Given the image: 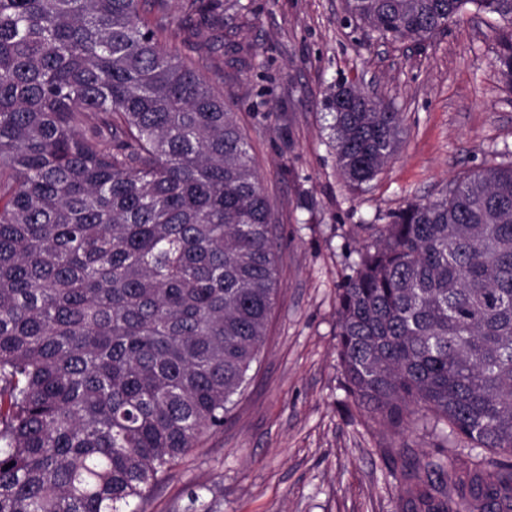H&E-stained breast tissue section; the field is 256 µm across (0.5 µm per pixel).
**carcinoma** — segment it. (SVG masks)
Listing matches in <instances>:
<instances>
[{
  "label": "carcinoma",
  "instance_id": "carcinoma-1",
  "mask_svg": "<svg viewBox=\"0 0 512 512\" xmlns=\"http://www.w3.org/2000/svg\"><path fill=\"white\" fill-rule=\"evenodd\" d=\"M0 0V512H137L224 420L265 346L275 218L246 135L166 41L224 0ZM512 0H346L385 39L423 40ZM353 190L393 158L401 113L348 83L324 103ZM348 393L400 424L426 407L427 512H512V161L395 212L338 293Z\"/></svg>",
  "mask_w": 512,
  "mask_h": 512
}]
</instances>
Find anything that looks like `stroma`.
Wrapping results in <instances>:
<instances>
[{"label":"stroma","instance_id":"1","mask_svg":"<svg viewBox=\"0 0 512 512\" xmlns=\"http://www.w3.org/2000/svg\"><path fill=\"white\" fill-rule=\"evenodd\" d=\"M199 43L180 50L234 112L276 214L278 294L230 418L141 512H184L192 489L218 512H421L388 463L432 450L428 412L394 429L348 397L337 295L372 226L512 151L494 22L470 10L426 40L391 42L347 22L345 0H238L224 13L223 51L207 56ZM343 81L402 116L396 155L357 192L336 166L323 108Z\"/></svg>","mask_w":512,"mask_h":512}]
</instances>
